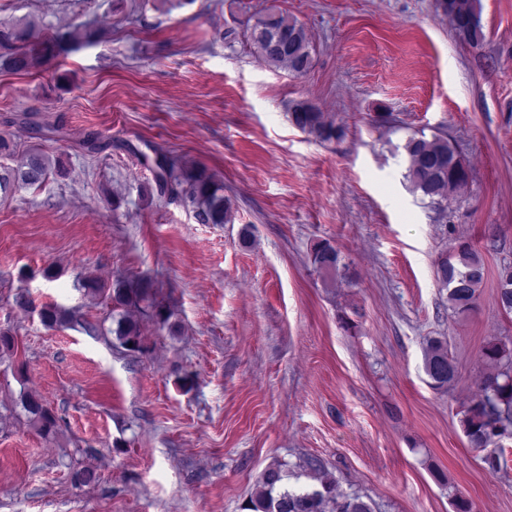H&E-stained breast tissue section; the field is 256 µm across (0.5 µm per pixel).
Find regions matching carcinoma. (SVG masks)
<instances>
[{
  "mask_svg": "<svg viewBox=\"0 0 512 512\" xmlns=\"http://www.w3.org/2000/svg\"><path fill=\"white\" fill-rule=\"evenodd\" d=\"M440 6L452 19L459 40L471 46L484 40L475 0H440ZM280 29L288 32L291 50L287 53L273 47V32ZM43 31L44 27L34 21L1 28L0 36L6 34L10 40H0V68L28 73L56 48L95 43L100 38V30L92 26L81 31L57 29L47 40L42 39ZM239 36L268 65L286 67L296 78L305 76L313 67L315 49L304 24L281 11L274 17L268 15L266 8L253 12L242 22L241 32L232 29L224 33V38L231 42ZM290 120L319 142L339 140L345 134L344 126L336 122L335 116L326 115L305 102L292 106ZM403 149L410 161L406 179L412 191L441 210L448 208L449 196L468 179L467 167L448 137L434 135L429 139L423 133H415L406 140ZM60 167V160L31 149L21 154L16 166L0 170V192L39 185L52 170ZM154 180L159 196L181 200L204 224H224L231 216L224 186L203 170L162 156L156 160ZM311 263L326 277L344 278L348 272V264L343 262L339 250L328 241L314 245ZM437 275L448 290V306L454 312L464 313L476 306L484 281V265L472 247L461 245L452 252L451 262L439 261ZM81 287L93 296H106L112 301V311L118 312L112 333L125 348L144 349L139 326L129 317L131 310L144 303L158 322L165 323L170 318L169 311L153 297L152 283L147 279L135 283L117 280L108 288L86 276L81 280ZM499 294L500 306L511 313L512 266L505 265L499 272ZM39 315L49 329L71 328L77 323L74 312L54 304L43 306ZM483 356L495 372L485 378L480 394L463 410L461 419L469 444L476 449L494 445L502 440L504 433H512V349L501 342L489 341L483 348ZM423 369L437 389L455 380L457 368L448 353L447 340L437 337L427 340ZM20 404L41 436L48 438L57 433L59 418L38 395L24 392ZM284 479L282 464L268 465L256 481L245 509L248 512H373L371 505L357 494L339 493L327 483L319 488L292 489Z\"/></svg>",
  "mask_w": 512,
  "mask_h": 512,
  "instance_id": "obj_1",
  "label": "carcinoma"
}]
</instances>
